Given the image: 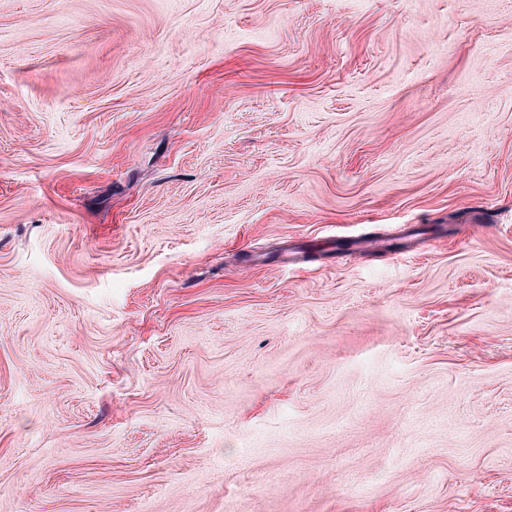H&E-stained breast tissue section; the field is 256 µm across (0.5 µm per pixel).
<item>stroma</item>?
<instances>
[{
	"label": "stroma",
	"mask_w": 512,
	"mask_h": 512,
	"mask_svg": "<svg viewBox=\"0 0 512 512\" xmlns=\"http://www.w3.org/2000/svg\"><path fill=\"white\" fill-rule=\"evenodd\" d=\"M0 512H512V0H0Z\"/></svg>",
	"instance_id": "obj_1"
}]
</instances>
